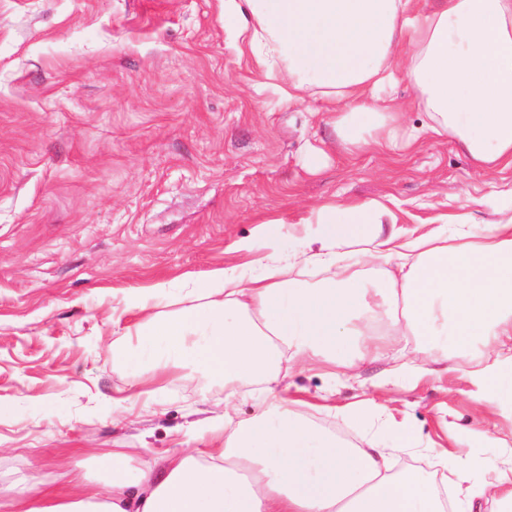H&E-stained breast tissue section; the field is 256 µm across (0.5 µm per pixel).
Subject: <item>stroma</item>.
I'll use <instances>...</instances> for the list:
<instances>
[{
    "instance_id": "1",
    "label": "stroma",
    "mask_w": 512,
    "mask_h": 512,
    "mask_svg": "<svg viewBox=\"0 0 512 512\" xmlns=\"http://www.w3.org/2000/svg\"><path fill=\"white\" fill-rule=\"evenodd\" d=\"M319 94L287 104L256 68L224 0H0V485L60 486L102 476L116 448L161 458L205 448L212 410L234 420L262 404L173 371L142 384L138 293L159 315L192 304L214 270L274 222L280 250L319 205L392 200L401 227L485 232L506 221L512 169L479 171L451 139L394 156L333 147ZM452 339L426 350L424 375L393 376L391 353L335 377L292 373L294 412L351 445L402 427L415 448L395 470L436 473L431 448L489 479L512 448V411L446 371ZM364 404L363 419L341 410Z\"/></svg>"
}]
</instances>
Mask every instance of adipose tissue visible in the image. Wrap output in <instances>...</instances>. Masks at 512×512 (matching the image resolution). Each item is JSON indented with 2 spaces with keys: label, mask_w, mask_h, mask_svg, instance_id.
<instances>
[{
  "label": "adipose tissue",
  "mask_w": 512,
  "mask_h": 512,
  "mask_svg": "<svg viewBox=\"0 0 512 512\" xmlns=\"http://www.w3.org/2000/svg\"><path fill=\"white\" fill-rule=\"evenodd\" d=\"M240 17L255 62L288 102L317 91L328 123L348 150L453 139L481 170L512 168V0H224ZM401 70L427 122L403 126L383 92ZM396 205L327 204L304 218L305 239L284 253L267 223L240 242L259 253L260 277L224 268L199 282L202 307L152 317L142 344L163 341L170 357L140 360L145 380L163 371L203 372L227 391L264 384L267 408L233 423L214 419L217 448L173 453L142 467L130 455L105 458V490L80 471L69 483L12 497V512H447L437 483L391 461L414 436L349 446L289 409L284 367L306 369L393 351L401 372H423L425 344L448 334L461 346L472 382L512 403V221L481 234L461 223L421 234L398 227ZM390 232H383V225ZM385 260L367 283L342 264L346 251ZM318 264V288L292 285L290 269ZM386 324L385 338L373 334ZM407 336L420 337L416 347ZM465 512H512V462L467 491Z\"/></svg>",
  "instance_id": "obj_1"
}]
</instances>
